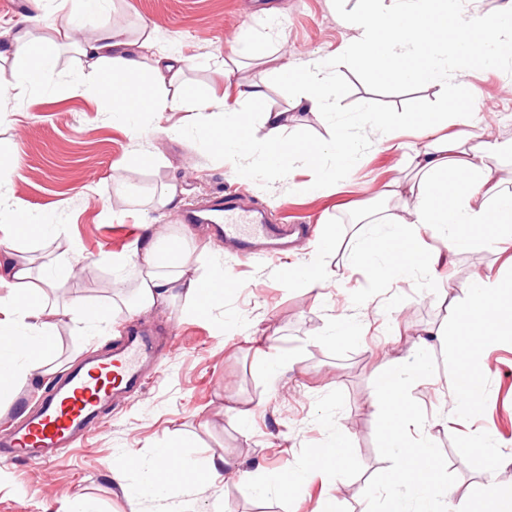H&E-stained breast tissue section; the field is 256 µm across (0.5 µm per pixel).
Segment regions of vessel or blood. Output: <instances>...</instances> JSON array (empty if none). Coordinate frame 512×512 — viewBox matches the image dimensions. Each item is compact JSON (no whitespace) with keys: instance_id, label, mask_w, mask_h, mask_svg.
Wrapping results in <instances>:
<instances>
[{"instance_id":"vessel-or-blood-1","label":"vessel or blood","mask_w":512,"mask_h":512,"mask_svg":"<svg viewBox=\"0 0 512 512\" xmlns=\"http://www.w3.org/2000/svg\"><path fill=\"white\" fill-rule=\"evenodd\" d=\"M176 220L213 225L216 236L244 260L260 250L275 257L302 231L298 224L271 223L265 209L251 206L236 191L210 196L179 213ZM152 351L148 337L131 334L109 355L74 368L10 436L0 437V462L57 460L64 448L97 424L101 408L111 402L113 394L141 387L140 363Z\"/></svg>"}]
</instances>
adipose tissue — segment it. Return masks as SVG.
I'll return each instance as SVG.
<instances>
[{
	"instance_id": "obj_1",
	"label": "adipose tissue",
	"mask_w": 512,
	"mask_h": 512,
	"mask_svg": "<svg viewBox=\"0 0 512 512\" xmlns=\"http://www.w3.org/2000/svg\"><path fill=\"white\" fill-rule=\"evenodd\" d=\"M348 23L355 32L350 43L329 60H315L301 69L286 56L273 59L262 46L253 48L252 60L272 65L298 90L293 111L262 112L258 119L264 134L260 137L251 132L256 118L236 108L235 102L246 99L260 107L266 97L264 87L238 81L227 65L222 68V90L199 92L181 85L180 58L153 52L150 37L132 38L119 24L102 26L95 39L80 43L79 51L88 64L81 70L76 88L108 91L113 120L131 126L142 113L187 107L192 128L233 170L284 174L298 166L313 172L314 189L326 191L359 164L364 140L339 125L319 141H291L284 131L288 124L303 121L305 112H335L342 69L361 66L383 79L444 88L496 62L512 48V0H506L494 14L462 12L458 0H371ZM53 47V41L37 43L27 34L18 35L14 52L26 58L27 65L13 80L1 83L0 90L41 86ZM147 57L153 62L148 70L143 67ZM461 109L458 102L447 100L438 110L412 113V124L431 134L432 142L412 151L403 179L379 191L382 208L362 207L355 215L356 223L365 225L366 230L355 235L350 261L365 265L375 282L430 274L443 255L465 250L474 238L512 240V190L494 177V162L504 146L490 133L475 132ZM451 122L460 127L456 139L435 138V131ZM430 235L440 242V249L428 248ZM111 264L136 270L129 315L166 304L176 294L193 301L199 316L210 314L224 302L220 291L203 296V285L222 277L223 271L206 267L201 251L185 233L149 232L130 254L112 258ZM2 281L11 293L0 298V391L8 390L18 379L47 371L58 322L110 317L103 305L46 308L44 291L50 280L35 278L32 268L16 254H8L0 263ZM457 320L463 343L450 407L474 414L480 406L474 388L481 378L475 363L477 352L487 342L512 335V288L496 278L472 276L459 302ZM8 337L19 338L20 346L5 345ZM404 384L405 372L397 366L381 374L377 389L382 440L393 456V464L382 478L389 491L390 512H405L402 495L406 492L434 507L446 496L438 474L437 450L428 440L407 437L417 417L405 401ZM227 465L221 456L203 466L183 458L168 470L130 456L124 470L115 471L113 478L123 482L125 469L140 468L145 487L165 493L190 477L211 485L223 482Z\"/></svg>"
}]
</instances>
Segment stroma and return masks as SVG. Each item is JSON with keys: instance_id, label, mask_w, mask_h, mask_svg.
<instances>
[{"instance_id": "35a3bbf8", "label": "stroma", "mask_w": 512, "mask_h": 512, "mask_svg": "<svg viewBox=\"0 0 512 512\" xmlns=\"http://www.w3.org/2000/svg\"><path fill=\"white\" fill-rule=\"evenodd\" d=\"M77 2L0 0V79H10L19 65L12 32L24 28L35 38L51 37L67 7ZM362 7V0H112L101 20L123 25L135 37L150 35L157 50L180 53L184 83L199 90L222 84L213 63L233 58L239 79L265 86L266 107L285 110L291 85L252 65L249 45L262 41L271 56L284 54L294 67H305L349 41L352 31L341 14ZM85 64L74 46L60 44L42 86L0 97V155L14 158L0 175V200L22 201L48 230L47 238L23 239L16 247L38 268L52 253L67 251L75 259L73 273L56 278L51 303L111 302L118 275L102 263V255L129 254L148 224L180 231L175 213L217 192L244 188L277 218L310 230L285 260L273 263L238 261L208 225L191 227L204 263L229 271L240 283L209 317L195 316L181 298L138 317L116 308L107 335L92 334L79 321L60 322L53 374L14 383L0 399V433L33 411L71 366L108 353L128 333L155 337L158 358L144 366V387L115 395L96 431L58 461L0 463V512H55L57 500L79 496L90 499L97 512H177L185 499L196 512H313L327 496L335 497L336 512H385L387 501L377 487L389 464L377 425L379 370L400 364L418 344L428 370L406 384L421 423L410 436L430 438L438 449L448 505L482 503L492 487L512 486V336L485 344L478 354L483 369L478 413H453L448 407L459 359L461 290L477 273L512 275L503 253L477 239L431 275L377 286L365 266H347L342 250L356 230L353 212L373 203L382 185L401 178L409 149L428 141L406 128L402 148L378 143L373 113L422 112L446 95L467 101L468 122L511 141L512 58L471 72L465 82L449 83L443 94L429 85L345 69L336 112L310 116L286 134L317 140L342 123L365 137L367 149L335 188L307 195L297 190L311 178L301 168L249 179L232 172L187 129V112L168 113L163 127L153 113H145L135 132L114 124L103 98L73 88ZM144 156L155 157L156 165H138ZM164 184L175 186L176 200L159 208L153 197ZM329 236L338 245L324 258L332 287L321 297L287 287L288 267L308 263ZM340 319L362 321L360 333L325 339ZM174 331L181 336L175 347L168 341ZM279 352L286 362L275 371L269 358ZM338 428L352 457L340 478L316 475L285 493H253L249 478L306 469L311 450L327 446ZM175 441L194 459L230 460L223 483L214 488L193 480L166 496L127 495L125 485L144 480L139 470L128 472L125 485L114 483L112 472L126 455L148 462L157 448Z\"/></svg>"}]
</instances>
